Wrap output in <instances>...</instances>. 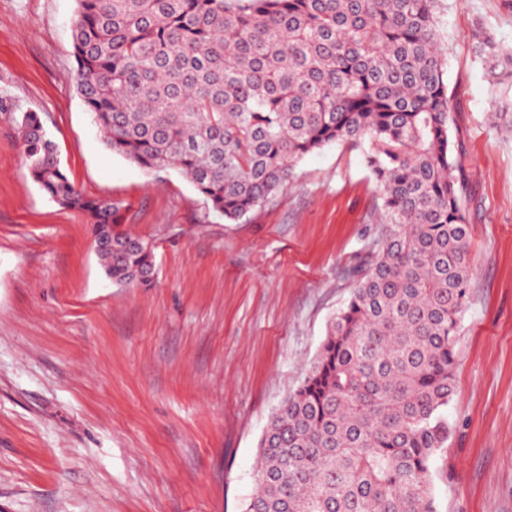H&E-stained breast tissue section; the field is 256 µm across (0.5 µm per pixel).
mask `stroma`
<instances>
[{
    "instance_id": "35a3bbf8",
    "label": "stroma",
    "mask_w": 512,
    "mask_h": 512,
    "mask_svg": "<svg viewBox=\"0 0 512 512\" xmlns=\"http://www.w3.org/2000/svg\"><path fill=\"white\" fill-rule=\"evenodd\" d=\"M76 9L0 0V512H240L267 424L378 247L381 202L344 145L237 222L178 172L113 155L77 90ZM441 27L472 276L435 493L441 512H512V83H489L478 48L512 46V0H443ZM30 111L77 189L153 243L152 287L112 284L87 216L29 176Z\"/></svg>"
}]
</instances>
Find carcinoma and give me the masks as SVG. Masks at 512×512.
I'll return each instance as SVG.
<instances>
[{
    "label": "carcinoma",
    "instance_id": "obj_1",
    "mask_svg": "<svg viewBox=\"0 0 512 512\" xmlns=\"http://www.w3.org/2000/svg\"><path fill=\"white\" fill-rule=\"evenodd\" d=\"M78 92L106 148L185 176L236 221L332 144L362 151L385 238L356 271L301 386L259 443L241 512H439L454 346L471 275L462 170L452 156L441 0H76ZM480 52L512 50L492 36ZM27 170L84 212L115 285L152 282L154 248L120 206L82 195L35 112Z\"/></svg>",
    "mask_w": 512,
    "mask_h": 512
}]
</instances>
